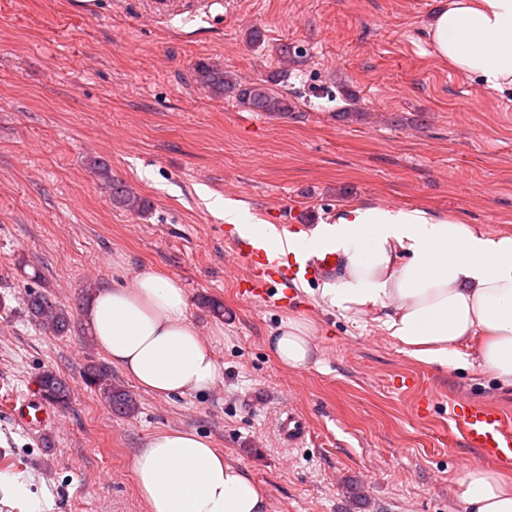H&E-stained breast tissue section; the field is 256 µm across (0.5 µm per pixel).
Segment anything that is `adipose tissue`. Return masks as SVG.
I'll return each instance as SVG.
<instances>
[{"mask_svg": "<svg viewBox=\"0 0 512 512\" xmlns=\"http://www.w3.org/2000/svg\"><path fill=\"white\" fill-rule=\"evenodd\" d=\"M436 54L487 90L512 91V0H448L427 28ZM332 248L334 279L320 295L347 313L383 312L391 336L428 363L467 365L512 388V234H490L456 216L357 204L338 208L305 237ZM182 284L147 268L131 288L100 286L84 310L92 336L113 365L161 397L211 390L222 378L201 341ZM268 348L299 370L314 344L307 322L288 319ZM147 512H268L265 486L194 432L153 436L134 461ZM465 512H512V485L500 471L467 469Z\"/></svg>", "mask_w": 512, "mask_h": 512, "instance_id": "adipose-tissue-1", "label": "adipose tissue"}]
</instances>
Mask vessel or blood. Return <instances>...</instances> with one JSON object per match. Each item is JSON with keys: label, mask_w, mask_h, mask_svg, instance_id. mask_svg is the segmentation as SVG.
<instances>
[{"label": "vessel or blood", "mask_w": 512, "mask_h": 512, "mask_svg": "<svg viewBox=\"0 0 512 512\" xmlns=\"http://www.w3.org/2000/svg\"><path fill=\"white\" fill-rule=\"evenodd\" d=\"M204 0H145L146 10L154 19L161 20L179 7H197ZM247 278L241 293L264 305L286 310L293 306L303 284L335 274L339 257L331 249L323 248L310 256L282 245L277 252H269L263 245L240 238H232ZM8 410L14 421L29 434L41 435L58 421L54 408L42 401L20 394L13 396ZM465 445L484 457L501 462H512V419L496 405L486 401L461 400L454 407ZM307 433L303 419L295 412H287L281 434L288 444L301 443Z\"/></svg>", "instance_id": "1"}]
</instances>
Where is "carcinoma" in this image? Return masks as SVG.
<instances>
[{"mask_svg": "<svg viewBox=\"0 0 512 512\" xmlns=\"http://www.w3.org/2000/svg\"><path fill=\"white\" fill-rule=\"evenodd\" d=\"M199 84L214 96L230 97L242 109L265 112L272 116L286 115L293 110L288 97L273 91L270 85L280 81L281 74L273 72L260 81H243L221 67L202 60L196 66ZM98 179L110 191L112 201L131 211L143 212L148 208L146 198L128 186L115 181L109 167L101 162L95 166ZM28 318L35 325L63 334L70 326V317L55 300L42 293H30L25 300ZM84 383L97 389L104 402L115 412L131 414L135 401L124 389L112 384V373L106 367L89 364L82 371ZM39 392L43 400L66 409L70 404L69 387L56 372L47 369L38 376Z\"/></svg>", "mask_w": 512, "mask_h": 512, "instance_id": "carcinoma-1", "label": "carcinoma"}]
</instances>
